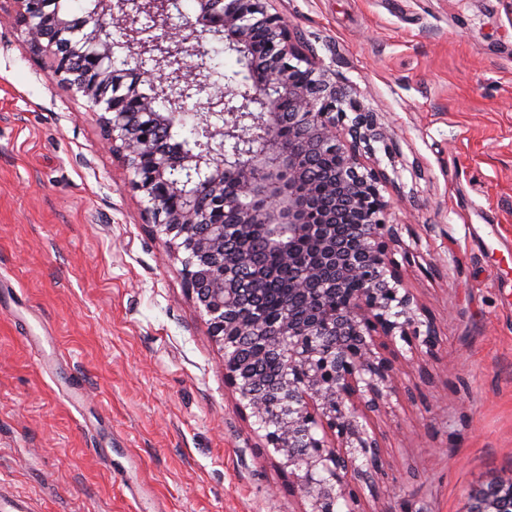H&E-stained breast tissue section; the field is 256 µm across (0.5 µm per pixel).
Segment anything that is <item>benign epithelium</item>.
I'll return each mask as SVG.
<instances>
[{
  "label": "benign epithelium",
  "mask_w": 512,
  "mask_h": 512,
  "mask_svg": "<svg viewBox=\"0 0 512 512\" xmlns=\"http://www.w3.org/2000/svg\"><path fill=\"white\" fill-rule=\"evenodd\" d=\"M15 23L53 78L86 98L106 140L132 174L146 222L182 265L188 294L224 351V380L238 408L264 423L262 447L290 468L310 512L360 510L375 488L381 441L362 422L395 392L401 341L411 359L436 356L439 336L402 287L394 254L409 259L382 169L367 167L382 141L374 113L351 98L336 71L306 52L271 0H196L174 19V0H95L88 12L59 0H14ZM146 11L153 27L138 26ZM210 35L243 76L220 85L205 59ZM136 63L119 67L116 49ZM152 92L143 91V86ZM201 119L190 145L172 144L188 101ZM333 174L309 179L313 162ZM260 240L295 270L281 289L284 315L262 314L265 269L246 242ZM275 358L268 375L259 365ZM512 482L494 484L467 512H505Z\"/></svg>",
  "instance_id": "benign-epithelium-1"
}]
</instances>
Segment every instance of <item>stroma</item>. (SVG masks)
<instances>
[{
    "label": "stroma",
    "instance_id": "obj_1",
    "mask_svg": "<svg viewBox=\"0 0 512 512\" xmlns=\"http://www.w3.org/2000/svg\"><path fill=\"white\" fill-rule=\"evenodd\" d=\"M376 112L389 223L441 336L369 413L365 512L512 481V0H272ZM98 113L0 24V498L32 512H309L236 411L181 263Z\"/></svg>",
    "mask_w": 512,
    "mask_h": 512
}]
</instances>
